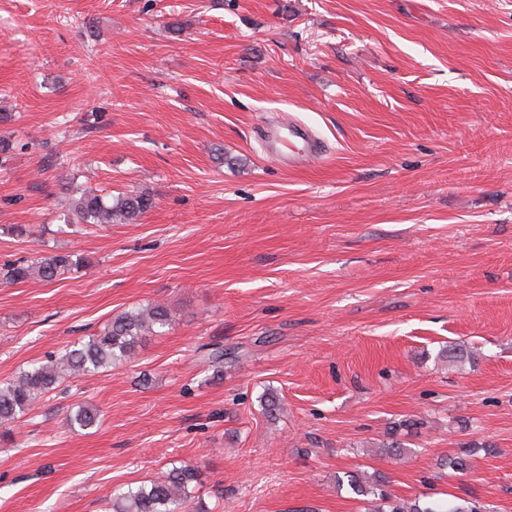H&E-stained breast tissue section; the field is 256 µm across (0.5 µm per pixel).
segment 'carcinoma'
Returning <instances> with one entry per match:
<instances>
[{
	"label": "carcinoma",
	"instance_id": "cac0c4a2",
	"mask_svg": "<svg viewBox=\"0 0 512 512\" xmlns=\"http://www.w3.org/2000/svg\"><path fill=\"white\" fill-rule=\"evenodd\" d=\"M153 206L151 195L146 193L112 196L82 189L72 197L71 211L79 224H134ZM83 262L84 259H75L71 254L17 260L0 268V280L14 284L35 277L51 283ZM168 325L169 313L163 304L134 307L111 318L87 342L73 345L59 356L33 364L17 376L1 381L0 424L15 422L28 415L43 396L55 390L67 377L95 374L130 359L145 334ZM96 422V412L86 407L79 409L72 418V423L81 429H88ZM476 451L475 446L462 448L448 457L442 466L464 469ZM196 477L194 468L173 467L136 488L113 493L108 512H182L192 498ZM347 484L354 494L370 498V512H494L465 499L447 503H422L417 497L394 501L383 489V481L366 484L356 474L347 475Z\"/></svg>",
	"mask_w": 512,
	"mask_h": 512
}]
</instances>
